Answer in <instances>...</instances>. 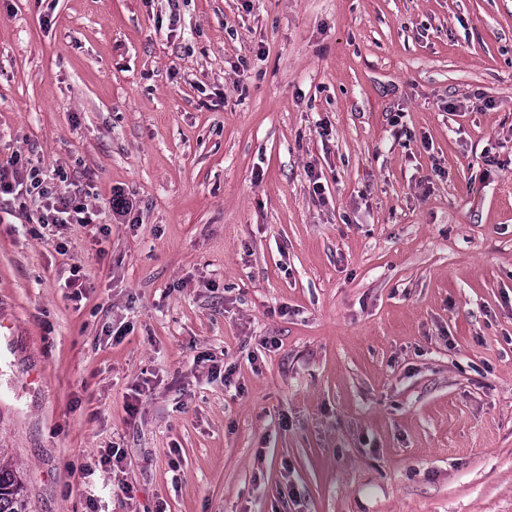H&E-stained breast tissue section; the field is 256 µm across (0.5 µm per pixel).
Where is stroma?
I'll use <instances>...</instances> for the list:
<instances>
[{"instance_id": "35a3bbf8", "label": "stroma", "mask_w": 512, "mask_h": 512, "mask_svg": "<svg viewBox=\"0 0 512 512\" xmlns=\"http://www.w3.org/2000/svg\"><path fill=\"white\" fill-rule=\"evenodd\" d=\"M16 154L97 215L0 202L34 512H512V0H0Z\"/></svg>"}]
</instances>
